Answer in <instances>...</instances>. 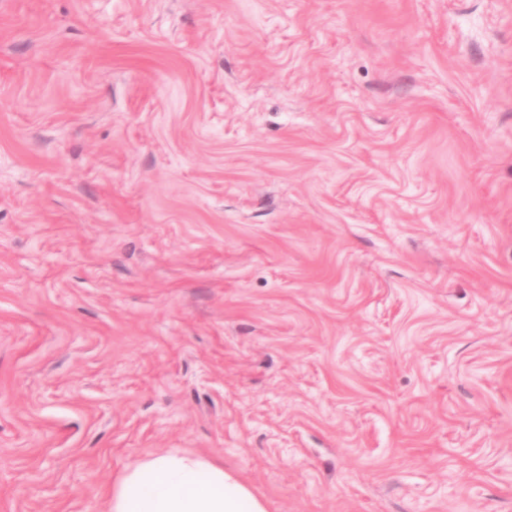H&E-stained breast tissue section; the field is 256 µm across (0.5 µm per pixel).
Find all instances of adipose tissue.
Here are the masks:
<instances>
[{
    "instance_id": "obj_1",
    "label": "adipose tissue",
    "mask_w": 512,
    "mask_h": 512,
    "mask_svg": "<svg viewBox=\"0 0 512 512\" xmlns=\"http://www.w3.org/2000/svg\"><path fill=\"white\" fill-rule=\"evenodd\" d=\"M105 512H268L233 472L188 451L147 455L115 479Z\"/></svg>"
}]
</instances>
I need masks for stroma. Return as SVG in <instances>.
<instances>
[{
  "label": "stroma",
  "instance_id": "1",
  "mask_svg": "<svg viewBox=\"0 0 512 512\" xmlns=\"http://www.w3.org/2000/svg\"><path fill=\"white\" fill-rule=\"evenodd\" d=\"M177 449L512 512V0H0V512Z\"/></svg>",
  "mask_w": 512,
  "mask_h": 512
}]
</instances>
